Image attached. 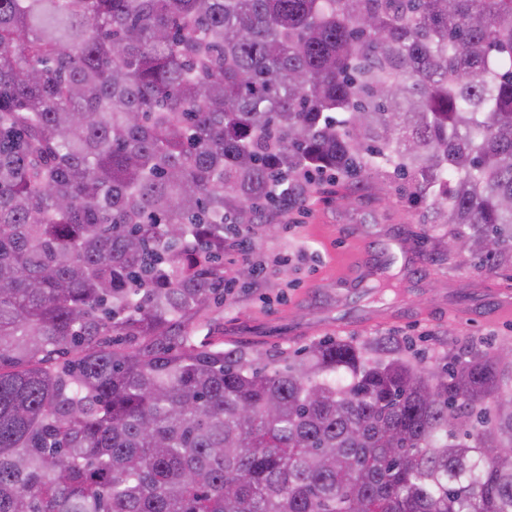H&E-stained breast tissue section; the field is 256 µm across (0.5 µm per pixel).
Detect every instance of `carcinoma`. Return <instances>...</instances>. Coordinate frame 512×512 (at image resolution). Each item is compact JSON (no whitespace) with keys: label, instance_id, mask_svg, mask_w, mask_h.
Masks as SVG:
<instances>
[{"label":"carcinoma","instance_id":"1","mask_svg":"<svg viewBox=\"0 0 512 512\" xmlns=\"http://www.w3.org/2000/svg\"><path fill=\"white\" fill-rule=\"evenodd\" d=\"M313 171L512 268V0H0V512H512L498 349L186 329Z\"/></svg>","mask_w":512,"mask_h":512}]
</instances>
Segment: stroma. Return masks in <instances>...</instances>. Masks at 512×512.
I'll list each match as a JSON object with an SVG mask.
<instances>
[{"label": "stroma", "mask_w": 512, "mask_h": 512, "mask_svg": "<svg viewBox=\"0 0 512 512\" xmlns=\"http://www.w3.org/2000/svg\"><path fill=\"white\" fill-rule=\"evenodd\" d=\"M288 223L254 224L248 254L228 247L227 270L237 289L188 324L196 335L222 329L224 342L262 360L299 354L331 338L371 346L389 338L403 356L434 366L452 348L512 344V270L474 272L468 254L447 257L428 206L363 180L350 201L325 193L296 199ZM400 237V278L382 298L351 284L366 251ZM256 268L243 278L244 267Z\"/></svg>", "instance_id": "obj_1"}]
</instances>
